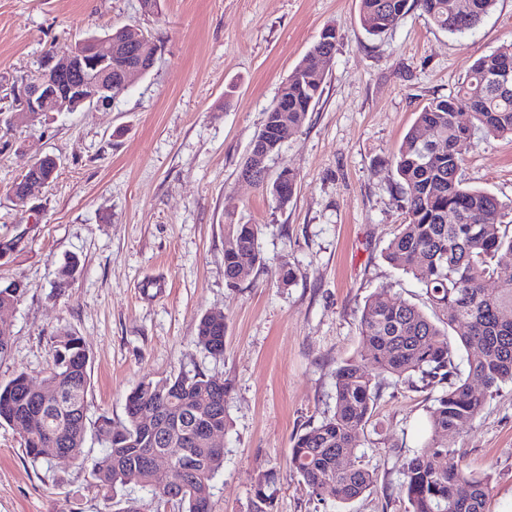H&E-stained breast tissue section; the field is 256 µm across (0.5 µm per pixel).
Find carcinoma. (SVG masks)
Masks as SVG:
<instances>
[{
  "mask_svg": "<svg viewBox=\"0 0 512 512\" xmlns=\"http://www.w3.org/2000/svg\"><path fill=\"white\" fill-rule=\"evenodd\" d=\"M497 0H360L359 20L378 36L415 8L439 29L455 34L473 31L495 8ZM314 44L283 83L281 102L266 112L265 124L280 126L286 139L319 102L325 70L324 50ZM508 72L512 53L493 52L478 58L458 89L418 112L392 162L399 178L405 221L391 239L386 258L416 279L431 306L432 320L416 305L396 302L384 293L365 303L360 321L362 341L370 346L367 361L398 381L446 386L428 410L431 437L404 465L401 492L408 512H487L488 478L464 472L449 439L482 411L486 396L512 382V234L503 227L512 214L493 194L464 185L461 169L471 139L478 133L512 138V96H499L492 79ZM470 110V121L459 116ZM454 220H448V216ZM257 224H226L233 246L224 249V278L230 287L242 271L262 261ZM496 288H487L488 282ZM24 289L18 282L0 285V309L17 304ZM458 329L461 345L470 351L467 373L454 364L448 329ZM197 344L215 358L224 356V321L202 316ZM69 400L65 409L39 408V385L20 372L0 382V423L22 434L32 459L50 461L57 449L71 457L84 455L87 433L89 356L74 332L56 337L54 365L47 375ZM483 391H476V387ZM378 386L365 364L349 360L336 371L333 414L293 439L289 463L313 494L331 485L336 501L346 503L373 484L372 472L358 460L356 448L372 416ZM148 408L154 420L146 427L136 415ZM210 420L224 427V378L179 374L143 381L126 397V424L114 429L101 419L98 432L104 455L92 462L97 487L117 493L131 482L152 489L168 501L154 480L146 456L165 455L188 470L187 483L176 499L185 512H211L212 480L224 467V450L210 446L192 429ZM272 477L258 473L254 484L256 512H273Z\"/></svg>",
  "mask_w": 512,
  "mask_h": 512,
  "instance_id": "obj_1",
  "label": "carcinoma"
}]
</instances>
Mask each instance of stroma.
<instances>
[{
	"label": "stroma",
	"mask_w": 512,
	"mask_h": 512,
	"mask_svg": "<svg viewBox=\"0 0 512 512\" xmlns=\"http://www.w3.org/2000/svg\"><path fill=\"white\" fill-rule=\"evenodd\" d=\"M135 25L162 43L154 67L112 108L48 112L0 126V281L25 293L0 312V381L42 380L55 338L72 331L89 354L86 462L35 461L19 431L0 424V512H181L132 483L98 489L101 417L126 422L141 381L223 377L224 467L212 512H255L259 471L275 476V512H405L406 459L428 437L427 410L443 385L385 377L358 454L374 483L338 503L311 494L289 465L296 434L332 415L336 371L364 360L366 300L386 292L426 307L413 277L386 249L405 213L391 163L419 111L456 91L479 57L512 47V0H498L471 33L455 36L413 10L379 37L359 23V0H0V107L10 85L52 46ZM337 41L319 102L269 162L294 170L297 190L276 208L268 186L240 175L267 108L325 28ZM58 175L27 205L11 187L35 158ZM465 184L512 201V138L475 135ZM261 227L262 256L236 287L224 279V227ZM79 268L67 287L59 273ZM294 271L280 287L281 266ZM224 315V356L197 344L200 318ZM465 470L488 477V512H512V383L452 443Z\"/></svg>",
	"instance_id": "stroma-1"
}]
</instances>
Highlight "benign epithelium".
Instances as JSON below:
<instances>
[{
	"label": "benign epithelium",
	"instance_id": "obj_1",
	"mask_svg": "<svg viewBox=\"0 0 512 512\" xmlns=\"http://www.w3.org/2000/svg\"><path fill=\"white\" fill-rule=\"evenodd\" d=\"M126 34L122 45L112 41L110 35L92 37L42 57L31 77L12 86L9 122L26 125L44 112L111 106L113 86L129 87L133 78L153 68L158 54L156 50L145 51L138 29L131 27ZM275 139L273 130H265L253 144L251 158L265 157ZM49 183L48 179L26 181L20 189H12L13 198L24 205Z\"/></svg>",
	"mask_w": 512,
	"mask_h": 512
}]
</instances>
